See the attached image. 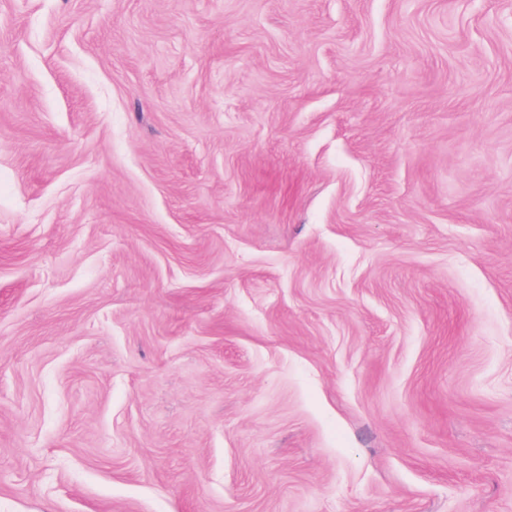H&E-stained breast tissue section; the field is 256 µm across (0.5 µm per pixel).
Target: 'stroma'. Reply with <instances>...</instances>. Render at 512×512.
<instances>
[{
	"label": "stroma",
	"mask_w": 512,
	"mask_h": 512,
	"mask_svg": "<svg viewBox=\"0 0 512 512\" xmlns=\"http://www.w3.org/2000/svg\"><path fill=\"white\" fill-rule=\"evenodd\" d=\"M0 512H512V0H0Z\"/></svg>",
	"instance_id": "1"
}]
</instances>
